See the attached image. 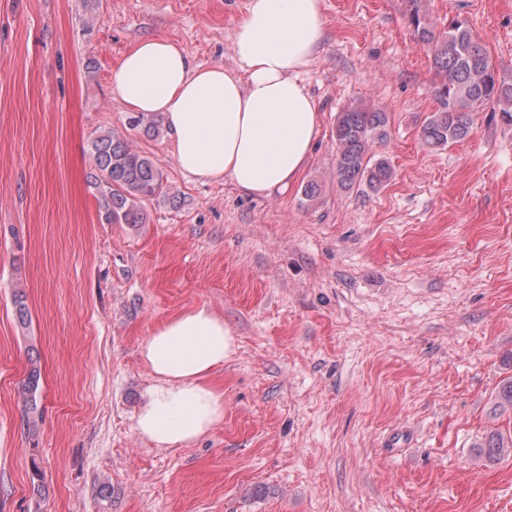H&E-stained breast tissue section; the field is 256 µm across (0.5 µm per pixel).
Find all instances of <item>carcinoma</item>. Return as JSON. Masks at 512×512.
<instances>
[{"label":"carcinoma","instance_id":"cac0c4a2","mask_svg":"<svg viewBox=\"0 0 512 512\" xmlns=\"http://www.w3.org/2000/svg\"><path fill=\"white\" fill-rule=\"evenodd\" d=\"M414 37L427 51L436 75L435 97L439 109L431 113L420 128L422 142L430 148H444L465 139L474 125L475 108L494 103L502 118L512 122V84L500 80L486 48L475 39L470 27L454 20L448 30L435 31L429 21L414 13ZM132 125L149 137H159L163 126L158 114H139ZM390 136L386 112L353 106L337 118L333 137L336 143L334 178L345 190L367 187L384 189L392 180L388 161L372 153L375 143ZM92 160L90 178L99 194L100 220L104 224H127L133 228L147 223V203L163 196L164 171L147 153L134 148L119 131L107 130L89 142ZM15 314L22 329L30 326L26 296H15ZM41 372L37 360L29 358L22 383V421L27 434L40 432L43 410L38 389ZM482 447L492 459L512 453V431L491 432Z\"/></svg>","mask_w":512,"mask_h":512}]
</instances>
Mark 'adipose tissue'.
Masks as SVG:
<instances>
[{
  "label": "adipose tissue",
  "instance_id": "obj_1",
  "mask_svg": "<svg viewBox=\"0 0 512 512\" xmlns=\"http://www.w3.org/2000/svg\"><path fill=\"white\" fill-rule=\"evenodd\" d=\"M323 34L320 0H248L233 35L235 69L194 66L175 42L147 38L112 72V90L133 111L163 115L183 172L267 196L311 159L319 112L299 77ZM234 348L232 328L204 306L159 325L141 347L153 384L137 433L177 448L220 424L224 393L213 376Z\"/></svg>",
  "mask_w": 512,
  "mask_h": 512
}]
</instances>
